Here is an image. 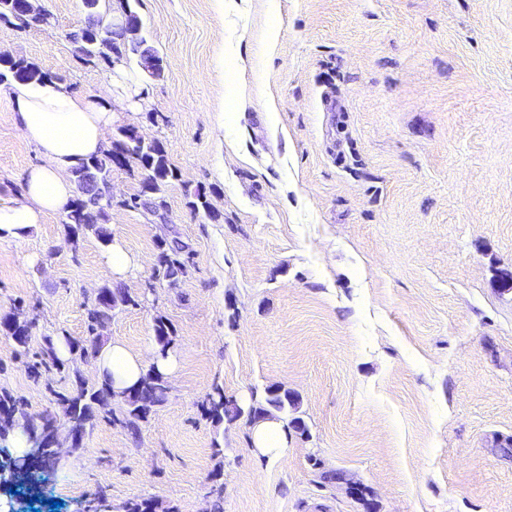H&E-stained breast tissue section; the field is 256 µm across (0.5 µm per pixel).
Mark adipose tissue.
<instances>
[{"label":"adipose tissue","instance_id":"obj_1","mask_svg":"<svg viewBox=\"0 0 512 512\" xmlns=\"http://www.w3.org/2000/svg\"><path fill=\"white\" fill-rule=\"evenodd\" d=\"M139 83L138 76L124 70L97 94L77 93L56 80L17 85L18 127L37 143L43 162L26 171L20 197L0 204V234L23 240L33 225L71 201V171L106 150L112 103ZM151 365L165 375L173 371L170 359L157 357L145 364L117 341L104 347L95 361L99 377L111 380L117 392L136 385Z\"/></svg>","mask_w":512,"mask_h":512}]
</instances>
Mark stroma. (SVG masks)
<instances>
[{"mask_svg": "<svg viewBox=\"0 0 512 512\" xmlns=\"http://www.w3.org/2000/svg\"><path fill=\"white\" fill-rule=\"evenodd\" d=\"M51 25L0 22V51L80 94L109 78L66 34L83 0H39ZM163 79L113 128L162 142L178 177L165 221L113 207L133 254L125 278L57 211L24 242L0 238V316L32 320L27 349L0 335V387L33 415L95 382L92 362L36 372L47 341L89 337L103 285L137 305L105 341L148 359L175 329L167 401L139 436L97 419L65 453L55 512L157 498L180 512H512V0H139ZM279 37L266 49L264 34ZM277 109L269 122L267 105ZM0 84V201L39 164ZM210 189L217 218L189 194ZM191 251L176 285L158 243ZM279 385L308 432L271 461L247 418L214 426V386L242 405Z\"/></svg>", "mask_w": 512, "mask_h": 512, "instance_id": "obj_1", "label": "stroma"}]
</instances>
